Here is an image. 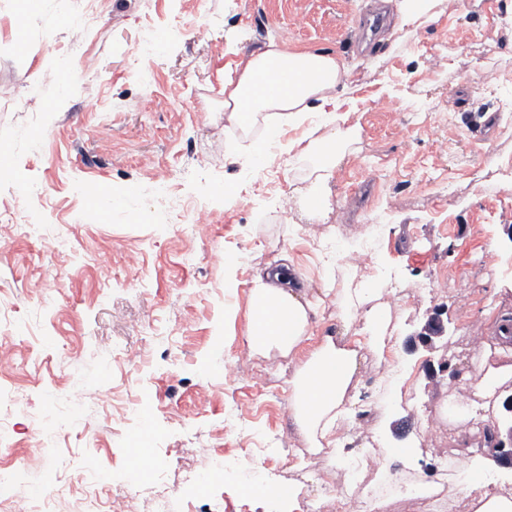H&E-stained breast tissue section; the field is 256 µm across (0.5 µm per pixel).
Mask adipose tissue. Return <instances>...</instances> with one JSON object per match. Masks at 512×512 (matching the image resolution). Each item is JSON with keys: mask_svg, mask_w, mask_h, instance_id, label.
I'll use <instances>...</instances> for the list:
<instances>
[{"mask_svg": "<svg viewBox=\"0 0 512 512\" xmlns=\"http://www.w3.org/2000/svg\"><path fill=\"white\" fill-rule=\"evenodd\" d=\"M465 8L468 0H394L396 29L408 34L431 24L444 4ZM345 73L335 55L319 50L290 49L268 44L247 58L237 80L224 84V112L229 123L245 126L265 115L280 127L298 123L302 114L319 113L321 135L306 131L295 142L300 153L317 152L318 175L304 201L311 209L321 208L336 167L344 157L348 133L340 125L345 105L337 87ZM333 273H326L323 292L334 296L336 319L342 335L322 336L308 357L296 364L291 387V417L311 452L330 449L339 457L336 429L346 420L344 398L356 375L361 349L382 352L386 345L383 312L374 307L377 289L367 287L334 291ZM246 312V342L251 353L282 357L295 354L311 336V316L318 303L309 288L299 281L289 264H281L254 280ZM362 312L366 334L363 347L350 345L344 332L353 323V312Z\"/></svg>", "mask_w": 512, "mask_h": 512, "instance_id": "adipose-tissue-1", "label": "adipose tissue"}]
</instances>
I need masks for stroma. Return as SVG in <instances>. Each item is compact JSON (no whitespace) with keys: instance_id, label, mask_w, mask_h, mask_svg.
I'll return each mask as SVG.
<instances>
[{"instance_id":"obj_1","label":"stroma","mask_w":512,"mask_h":512,"mask_svg":"<svg viewBox=\"0 0 512 512\" xmlns=\"http://www.w3.org/2000/svg\"><path fill=\"white\" fill-rule=\"evenodd\" d=\"M374 0H103L102 20L82 57L68 55L72 0H0V87L27 106L0 100V205L42 222L47 239L0 235V297L10 324L0 345L14 366L0 391L23 390L27 411L10 419L19 488L60 489L59 512H77L87 479L103 476L105 494L139 489L136 512H151V492L168 495L176 512H310L313 500L348 491L350 467L381 449L388 472L421 486L447 485L444 512H459L466 467L483 457L493 414L512 382L479 392L484 365L505 364L492 327L512 318V0H470L446 11L417 39L392 49V27L365 46L359 22ZM213 42L185 29L197 11ZM162 36L148 63L153 82L131 65L136 46ZM271 42L334 53L347 68L339 92L355 100L345 121L356 137L329 184V207L309 213L299 200L314 180L313 158L272 151L259 166L253 143L265 137L257 119L243 128L224 121V82ZM453 63L431 86L419 76L432 51ZM52 84L41 73L50 63ZM496 71L500 96L481 90ZM395 102L379 110L375 101ZM450 129L447 156L424 134ZM154 129L142 138V126ZM174 170L176 191L210 200L215 218L206 240L188 225L146 210L154 168ZM276 173L294 204L276 214L266 187ZM431 176L422 193L407 184ZM42 183L47 195L24 198ZM123 194L115 207L100 194ZM374 234L365 268L338 267L336 288L359 282L432 283L417 299L384 301L388 360L409 378L392 399L368 382L377 358L364 352L347 395L365 413L362 431L341 441L342 461L309 452L292 426V368L277 353L252 357L248 376L229 383L223 366L245 354L249 290L264 269L290 259L312 288L336 246ZM72 245L66 255L51 241ZM496 260L476 263L483 250ZM143 261L127 266L128 253ZM112 265L111 280L99 272ZM444 285H436L440 274ZM134 406L127 424L108 417L113 398ZM150 416L146 445L132 444ZM51 439L32 444L34 430ZM239 456L213 474L201 444ZM160 472L159 487L145 478ZM260 478L292 487V503L244 493Z\"/></svg>"}]
</instances>
